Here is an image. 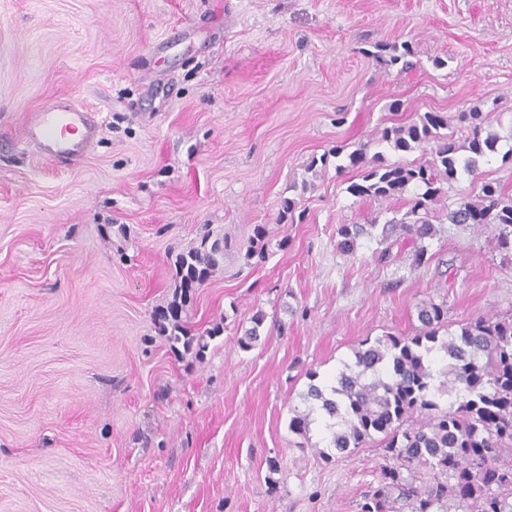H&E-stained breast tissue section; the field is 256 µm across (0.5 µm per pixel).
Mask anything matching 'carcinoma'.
Here are the masks:
<instances>
[{
  "label": "carcinoma",
  "instance_id": "cac0c4a2",
  "mask_svg": "<svg viewBox=\"0 0 512 512\" xmlns=\"http://www.w3.org/2000/svg\"><path fill=\"white\" fill-rule=\"evenodd\" d=\"M389 63L401 64L408 73L415 67L407 43L389 45ZM470 134L457 140L445 112H426L408 125L386 127L379 141L395 153L414 152L433 145L431 160L424 163L390 162L383 153L367 156L361 147L346 156L348 166L363 169L361 180L347 191L356 197L390 200L411 186L419 189L409 200L402 218L389 220L419 240L431 238V205L446 195L444 184L458 171L472 173L479 160L497 151L500 137L487 131L493 118L477 109L462 113ZM466 156H461V152ZM477 200L461 199L448 210L450 224L496 225L501 243H512V196L486 182ZM363 227L343 224L338 228V247L354 249ZM268 242L264 226H257L245 253L246 261L266 258ZM220 249L190 251L179 261V276L191 288L219 266ZM183 306L169 305L160 320L173 328L169 340L186 353L199 356L207 348L204 337L194 336L182 321ZM423 331L414 336H393L361 341L353 361L343 364L335 382L325 391L309 385L303 395L306 410H294L291 430L309 439L318 411L333 419L329 445L336 454H350L375 440L392 463L384 466L376 486L360 503V512H448V500L464 503L469 512H512V461L501 459L502 447L512 445V320L479 315L448 336L443 308L432 302L418 312ZM263 316L238 339L243 350L259 340ZM441 350L448 357L443 373L452 377L458 393L456 409L437 402L442 385L435 384L430 355ZM429 470L445 480L423 489L416 485L421 471Z\"/></svg>",
  "mask_w": 512,
  "mask_h": 512
}]
</instances>
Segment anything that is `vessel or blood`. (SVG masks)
<instances>
[{
  "instance_id": "obj_1",
  "label": "vessel or blood",
  "mask_w": 512,
  "mask_h": 512,
  "mask_svg": "<svg viewBox=\"0 0 512 512\" xmlns=\"http://www.w3.org/2000/svg\"><path fill=\"white\" fill-rule=\"evenodd\" d=\"M104 126L101 113L74 103H52L28 113L19 139L48 160L73 164L93 152Z\"/></svg>"
}]
</instances>
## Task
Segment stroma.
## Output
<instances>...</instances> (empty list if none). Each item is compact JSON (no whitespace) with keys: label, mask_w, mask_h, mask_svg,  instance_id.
Here are the masks:
<instances>
[{"label":"stroma","mask_w":512,"mask_h":512,"mask_svg":"<svg viewBox=\"0 0 512 512\" xmlns=\"http://www.w3.org/2000/svg\"><path fill=\"white\" fill-rule=\"evenodd\" d=\"M174 28L186 39L157 49ZM395 42L414 71L386 64ZM63 98L106 120L86 159L11 146ZM474 108L498 151L434 205L431 261L398 229L380 260L407 206L349 194L359 171L334 150L377 151L382 128L433 111L462 133ZM511 147L512 0H0V512H358L384 451L326 459L322 424L290 430L308 374L419 333L430 301L452 331L512 319V249L445 217L486 182L512 195ZM374 219L338 249L340 225ZM205 238L223 259L184 306L198 358L157 313Z\"/></svg>","instance_id":"obj_1"}]
</instances>
